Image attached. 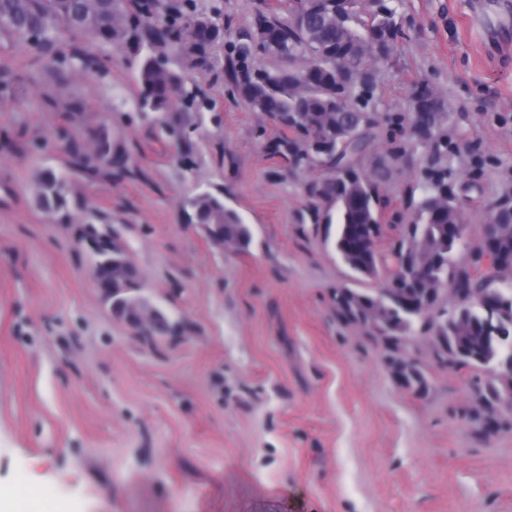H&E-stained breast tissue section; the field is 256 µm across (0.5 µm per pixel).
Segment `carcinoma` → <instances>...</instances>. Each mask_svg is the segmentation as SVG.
I'll list each match as a JSON object with an SVG mask.
<instances>
[{
	"label": "carcinoma",
	"mask_w": 512,
	"mask_h": 512,
	"mask_svg": "<svg viewBox=\"0 0 512 512\" xmlns=\"http://www.w3.org/2000/svg\"><path fill=\"white\" fill-rule=\"evenodd\" d=\"M308 0H288V15L272 9L259 13L253 29L242 35L233 49L231 76L253 110L265 113L281 135L273 153L295 168L321 166L330 176L309 187V195L323 202L313 210L314 223L336 225L335 248L342 260L364 279L376 278L381 269L375 242L381 235L382 212L386 206L378 185L360 168L359 162L378 126L377 85L373 77L345 85L336 96V62L364 52L370 39L379 37L394 48L402 31L391 0H375L370 10L355 3L337 5L339 17L303 16ZM192 15L182 24L167 13L164 0H0V34L31 41L40 52L56 58L59 68L78 66L93 70L96 56L60 47L61 31L79 30L100 44H132L144 51L139 64V108L144 112L164 109L170 99L195 97L182 74L168 66L170 43L160 41L150 21L176 33L184 61L201 70L210 68L224 47V25L213 10L191 6ZM320 50L314 68L296 71L253 68L249 61L258 53L293 64L311 60ZM412 112L408 122L412 136L433 153L448 147L444 133L445 113L434 105L428 85L418 83L410 92ZM70 168L85 173L106 171L112 145L104 151H87L72 139ZM39 201L50 213L64 212L66 198L62 179L49 171L41 181ZM464 192L448 185L447 169H432L420 197L409 194L407 209L412 223L402 227L393 248L390 277L398 282L376 294L352 290L342 295L337 312L346 321L367 326L385 351L401 350L403 338L416 328L432 336L435 353L443 364L482 367L488 349L483 317L474 307L459 310L441 323L414 309L417 299L430 288L449 282L456 294L469 296L488 288L489 270L482 268L483 256L471 263H452L456 247L452 227L460 224ZM193 221L214 241L231 244L238 251L249 248L252 232L239 215L217 195L203 194L191 201ZM496 217L505 228L498 249L512 255V199L496 206ZM116 232L104 241L102 250L88 249L90 263L106 270L105 301L117 317L144 336H160L181 326L140 294L139 274L129 250ZM485 399H512V381L499 388L497 379L488 385Z\"/></svg>",
	"instance_id": "carcinoma-1"
}]
</instances>
